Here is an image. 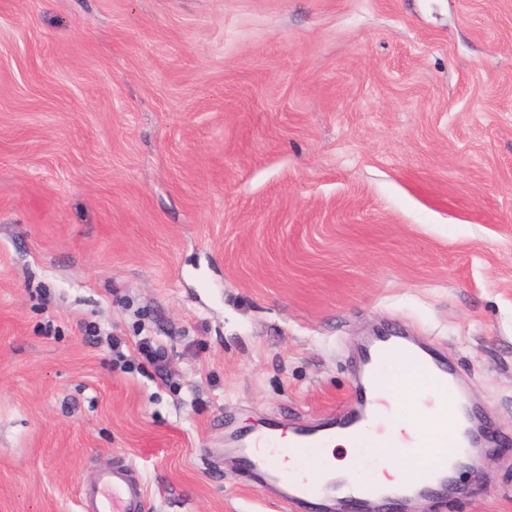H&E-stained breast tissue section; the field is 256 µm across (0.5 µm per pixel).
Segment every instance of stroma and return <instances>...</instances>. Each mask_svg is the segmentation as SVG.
I'll list each match as a JSON object with an SVG mask.
<instances>
[{"label": "stroma", "instance_id": "1", "mask_svg": "<svg viewBox=\"0 0 512 512\" xmlns=\"http://www.w3.org/2000/svg\"><path fill=\"white\" fill-rule=\"evenodd\" d=\"M406 329L512 512V0H0V512H278L224 448ZM130 472L127 464L101 471L97 485L83 490V498L91 504L86 512H142L144 487L131 480Z\"/></svg>", "mask_w": 512, "mask_h": 512}]
</instances>
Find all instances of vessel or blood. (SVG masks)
<instances>
[{
    "label": "vessel or blood",
    "mask_w": 512,
    "mask_h": 512,
    "mask_svg": "<svg viewBox=\"0 0 512 512\" xmlns=\"http://www.w3.org/2000/svg\"><path fill=\"white\" fill-rule=\"evenodd\" d=\"M400 356L431 380L435 392L453 399V381L448 369L426 354L415 342L397 332L379 334L359 351L360 377L349 405L332 420L317 428L285 429L280 419H270L262 428L234 435L227 453L249 473L258 474L263 484L273 489L282 512H365L375 502L405 504L424 495L443 494L452 488L448 464L452 456L468 452L475 445L474 414L462 402L454 404V441L446 455L437 456L428 466L429 477L393 488H384L370 479L348 482L336 476L322 460L324 449L336 436L344 435L357 446H364L369 436H376L383 448H390L382 427L374 423L379 404V379L385 362ZM287 434V444H280L279 434ZM295 459L312 471V478L298 479L282 468L281 459ZM131 469L121 464L100 472L93 489L83 491L89 500V512H142L144 488L130 478Z\"/></svg>",
    "instance_id": "1"
}]
</instances>
